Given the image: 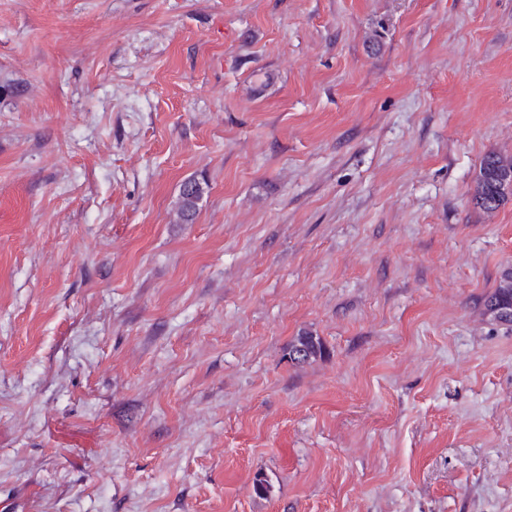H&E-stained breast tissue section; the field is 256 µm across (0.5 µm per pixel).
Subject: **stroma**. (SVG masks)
<instances>
[{
    "label": "stroma",
    "mask_w": 512,
    "mask_h": 512,
    "mask_svg": "<svg viewBox=\"0 0 512 512\" xmlns=\"http://www.w3.org/2000/svg\"><path fill=\"white\" fill-rule=\"evenodd\" d=\"M490 153L512 0H0V512H512ZM194 184L196 190L193 193H186L185 187ZM203 196V188L196 180L186 181L180 191V199L177 208V221L182 224L192 223L197 214L199 202ZM323 353L321 343L313 336H296L289 344L288 355L292 362L301 364L307 363L320 357Z\"/></svg>",
    "instance_id": "35a3bbf8"
}]
</instances>
